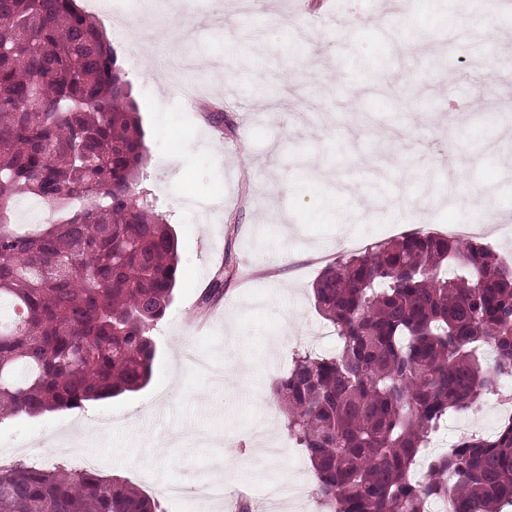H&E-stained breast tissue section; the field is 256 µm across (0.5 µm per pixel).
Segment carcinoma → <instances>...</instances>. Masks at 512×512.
I'll use <instances>...</instances> for the list:
<instances>
[{"label": "carcinoma", "instance_id": "carcinoma-1", "mask_svg": "<svg viewBox=\"0 0 512 512\" xmlns=\"http://www.w3.org/2000/svg\"><path fill=\"white\" fill-rule=\"evenodd\" d=\"M148 149L122 57L76 0H0V420L137 392L173 301L175 230L141 188ZM52 205L21 231L16 199ZM240 275L231 253L199 315ZM336 354L298 353L273 385L321 512L512 506V417L416 466L448 414L512 370V263L413 231L328 263L312 286ZM0 512H165L118 476L0 466Z\"/></svg>", "mask_w": 512, "mask_h": 512}]
</instances>
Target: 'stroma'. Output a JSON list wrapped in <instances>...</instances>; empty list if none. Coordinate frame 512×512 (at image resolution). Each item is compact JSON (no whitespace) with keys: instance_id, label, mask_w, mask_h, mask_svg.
Returning <instances> with one entry per match:
<instances>
[{"instance_id":"35a3bbf8","label":"stroma","mask_w":512,"mask_h":512,"mask_svg":"<svg viewBox=\"0 0 512 512\" xmlns=\"http://www.w3.org/2000/svg\"><path fill=\"white\" fill-rule=\"evenodd\" d=\"M122 2L146 45L116 47L148 148L142 186L177 234V288L145 389L0 421V464L48 456L74 471L91 457L165 512H234L243 496L265 512L271 485L313 480L304 452L269 459L251 428L287 439L273 381L298 352L336 350L312 294L325 264L413 229L512 259V25L470 0H256L247 16L236 0ZM205 102L223 104L231 127L209 126ZM457 165L464 176L449 181ZM475 187L493 190V231L459 203ZM228 253L249 275L199 321ZM498 426L489 405L450 414L428 450ZM74 434L78 450L53 447ZM224 456L236 466L223 499L189 511L166 496L219 480Z\"/></svg>"}]
</instances>
